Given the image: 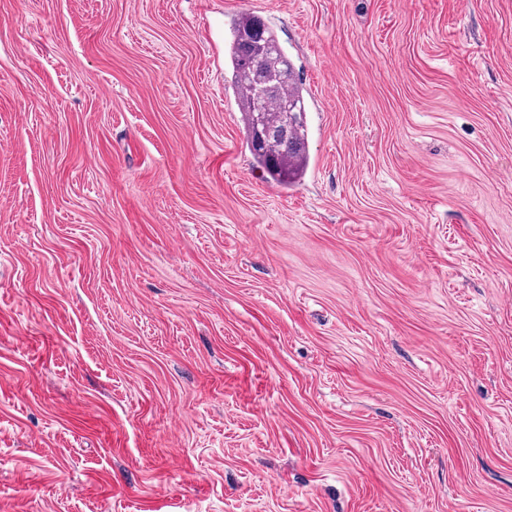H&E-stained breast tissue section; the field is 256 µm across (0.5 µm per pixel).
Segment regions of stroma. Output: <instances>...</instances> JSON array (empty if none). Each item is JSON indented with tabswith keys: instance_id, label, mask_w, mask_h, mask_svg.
Masks as SVG:
<instances>
[{
	"instance_id": "obj_1",
	"label": "stroma",
	"mask_w": 512,
	"mask_h": 512,
	"mask_svg": "<svg viewBox=\"0 0 512 512\" xmlns=\"http://www.w3.org/2000/svg\"><path fill=\"white\" fill-rule=\"evenodd\" d=\"M0 512H512V0H0ZM256 29L262 32L261 43L265 42L269 47L266 55L257 53L247 42L248 34ZM233 33L234 40L226 57L240 104L251 166L262 170L271 183L288 189L301 181L310 161L302 80L279 47L277 35L266 28L257 16L241 14ZM270 44L278 50L275 56ZM269 87H274L276 92L269 93ZM262 95H265V112H280L283 102H288L294 111L288 112L283 119L290 125V131L270 140L272 144L269 147L270 142L266 145L256 143L258 112L255 111V101Z\"/></svg>"
}]
</instances>
